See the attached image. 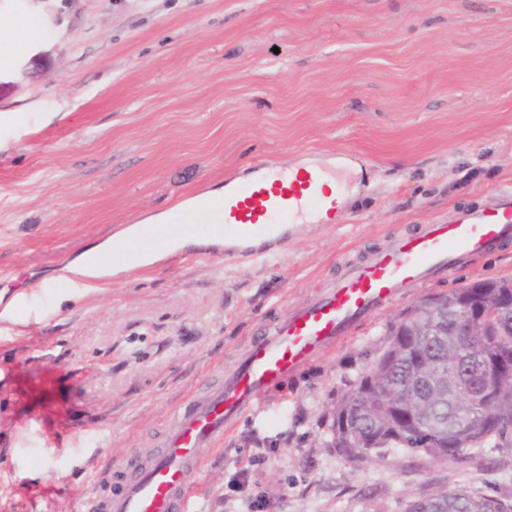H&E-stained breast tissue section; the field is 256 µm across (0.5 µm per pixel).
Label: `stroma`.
<instances>
[{
  "instance_id": "obj_1",
  "label": "stroma",
  "mask_w": 512,
  "mask_h": 512,
  "mask_svg": "<svg viewBox=\"0 0 512 512\" xmlns=\"http://www.w3.org/2000/svg\"><path fill=\"white\" fill-rule=\"evenodd\" d=\"M0 512H86L260 324L396 234L512 190V0H0ZM355 150L343 224H293L255 261L175 260L96 288L61 256L162 213L225 173ZM512 278V239L409 288L202 449L190 512H406L442 490L512 501V443L459 467L330 445L337 402L417 298ZM54 287H46V280ZM263 457L248 487L244 460Z\"/></svg>"
}]
</instances>
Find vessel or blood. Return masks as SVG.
<instances>
[{"label":"vessel or blood","mask_w":512,"mask_h":512,"mask_svg":"<svg viewBox=\"0 0 512 512\" xmlns=\"http://www.w3.org/2000/svg\"><path fill=\"white\" fill-rule=\"evenodd\" d=\"M357 152H342L337 162L298 161L282 167L260 162L248 177L225 175L217 192L202 189L170 212L178 223L206 214V232L215 244L196 257L255 255L259 240H278L285 225L303 216L318 224H339L344 212L338 190L363 167ZM512 237V192L504 191L481 208L458 211L446 224H431L418 235L395 236L370 261L348 267L320 294L292 308L287 317L260 329L237 364L209 391L179 408L165 427L157 451L133 472L118 470V489L92 497L87 512H185L186 489L202 468L201 448L223 444L224 434L264 394L315 358L332 351L357 326L391 302L403 289L452 271L463 256H484ZM146 247L133 241L112 250L119 266H135Z\"/></svg>","instance_id":"vessel-or-blood-1"}]
</instances>
